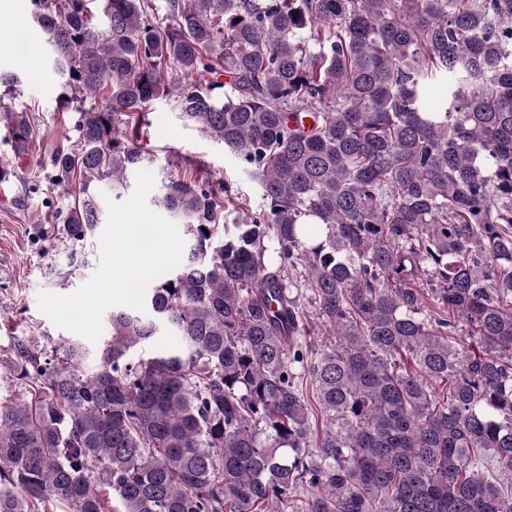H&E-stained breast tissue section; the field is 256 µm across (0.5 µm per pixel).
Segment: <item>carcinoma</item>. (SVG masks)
Instances as JSON below:
<instances>
[{"mask_svg":"<svg viewBox=\"0 0 512 512\" xmlns=\"http://www.w3.org/2000/svg\"><path fill=\"white\" fill-rule=\"evenodd\" d=\"M164 2L31 0L76 114L50 155L67 233L147 167L159 99L263 208L222 224L227 186L168 173L190 248L145 311L93 355L14 343L0 512H512V0ZM159 322L179 346L134 356Z\"/></svg>","mask_w":512,"mask_h":512,"instance_id":"carcinoma-1","label":"carcinoma"}]
</instances>
